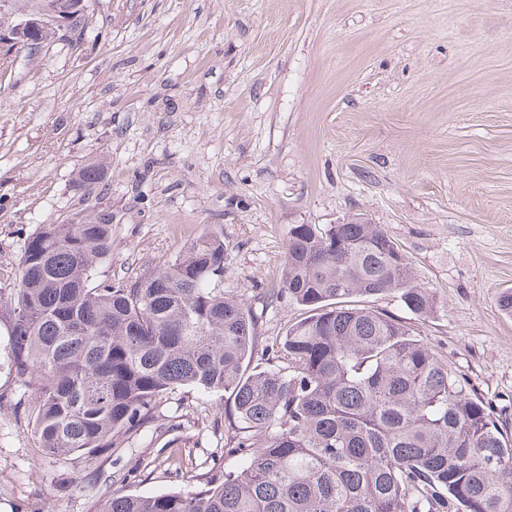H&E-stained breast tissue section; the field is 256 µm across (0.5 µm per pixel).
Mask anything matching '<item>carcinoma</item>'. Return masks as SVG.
I'll use <instances>...</instances> for the list:
<instances>
[{
	"mask_svg": "<svg viewBox=\"0 0 512 512\" xmlns=\"http://www.w3.org/2000/svg\"><path fill=\"white\" fill-rule=\"evenodd\" d=\"M105 178L85 166L76 186ZM112 225L43 224L25 243L10 306V368L38 397L47 453L93 463L137 430L163 392L224 395L243 464L187 492L114 490L94 512H512V438L494 407L394 316L355 304L394 292L437 308L406 255L355 217L292 225L281 291L309 315L249 370L251 308L210 288L224 240L205 236L130 288L89 287Z\"/></svg>",
	"mask_w": 512,
	"mask_h": 512,
	"instance_id": "obj_1",
	"label": "carcinoma"
}]
</instances>
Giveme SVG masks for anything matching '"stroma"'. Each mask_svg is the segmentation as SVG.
<instances>
[{
    "instance_id": "stroma-1",
    "label": "stroma",
    "mask_w": 512,
    "mask_h": 512,
    "mask_svg": "<svg viewBox=\"0 0 512 512\" xmlns=\"http://www.w3.org/2000/svg\"><path fill=\"white\" fill-rule=\"evenodd\" d=\"M92 162L106 177L80 189ZM96 216L112 245L94 286L223 239L211 286L251 308L262 367L307 314L273 296L291 226L379 225L438 306L365 305L466 373L512 435V0H90L80 50L48 41L0 84V296L40 225ZM9 326L0 310V512H93L109 487L189 490L240 466L223 396L189 386L96 464L45 453Z\"/></svg>"
}]
</instances>
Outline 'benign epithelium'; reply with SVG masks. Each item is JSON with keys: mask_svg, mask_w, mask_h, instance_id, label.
Returning a JSON list of instances; mask_svg holds the SVG:
<instances>
[{"mask_svg": "<svg viewBox=\"0 0 512 512\" xmlns=\"http://www.w3.org/2000/svg\"><path fill=\"white\" fill-rule=\"evenodd\" d=\"M76 18L69 0H38V7L30 10L19 0H0V47L23 44L40 29L53 28L67 39L77 38L72 29Z\"/></svg>", "mask_w": 512, "mask_h": 512, "instance_id": "obj_1", "label": "benign epithelium"}]
</instances>
